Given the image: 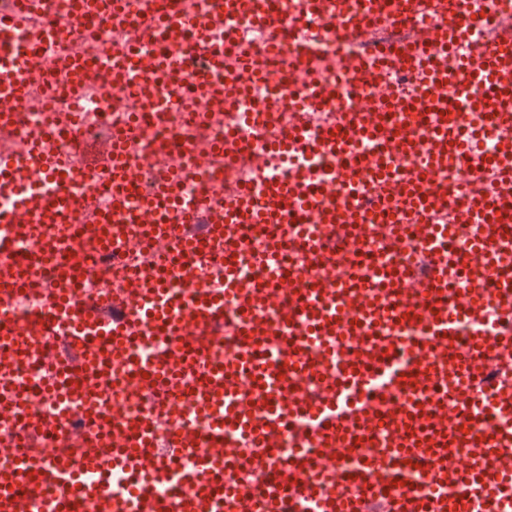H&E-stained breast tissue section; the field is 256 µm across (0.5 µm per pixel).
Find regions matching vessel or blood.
Listing matches in <instances>:
<instances>
[{"label":"vessel or blood","instance_id":"vessel-or-blood-1","mask_svg":"<svg viewBox=\"0 0 512 512\" xmlns=\"http://www.w3.org/2000/svg\"><path fill=\"white\" fill-rule=\"evenodd\" d=\"M71 20L94 17L102 4L114 17H134L127 30L130 49L108 60L75 56L57 60L65 30L56 4ZM157 0H14L0 13V138L8 137L17 111L25 107L23 82L49 67L66 68L72 85L83 88L107 75L110 93L126 76L140 82L146 111L169 112L183 104L174 85L197 87L199 112L230 108L246 111V85H223L227 44L214 41L209 18L221 15L261 30L276 45L287 20L297 24L292 52L294 76L307 86L306 100H290L295 117L276 131V146L302 145L340 157L335 184L300 171L283 182L263 179L256 189L242 186L214 210L207 198L184 196L177 176L163 179L154 195L130 208L134 173L119 157L117 142L102 147L103 160L92 171L93 187L106 190L109 207L91 212L90 191L65 158L42 155L37 140L23 150L0 155V192L14 199L0 216L10 231L0 236V288L26 285L32 267L49 268L53 297L27 321L0 307V387H9L14 406L0 427L17 424L27 396L10 368L42 330L60 334L62 348L46 357L64 373L80 366L69 390L87 393L111 379L122 366L121 381L134 393L155 388L179 391L180 401L163 404L141 422L123 423L121 404L100 421L102 436L89 441L70 436L80 454L35 452L0 447V512H32L34 501L51 512H512V320L493 328L484 310L512 309V237L493 236L497 224L512 223V194L490 193L462 183L463 209L443 208L435 192L449 164L476 160L483 177L512 183V164L480 155L464 128L465 112H483L495 102L499 113L488 132L512 153V32L473 47L456 62L443 63L451 41H465L485 25L474 0H207L203 10H157ZM422 16L437 31L429 37L372 40L374 27ZM38 25L40 39L21 40L20 30ZM337 41L371 42L356 69L322 82L308 63L327 35ZM155 48L139 52L141 42ZM185 42L190 54L167 46ZM402 65L421 67L418 89L404 96L378 89L377 72ZM353 97L351 111L320 135L306 129L304 112L326 100ZM43 135L83 144L79 118L63 128L45 126ZM247 133L229 129L206 144L195 167L207 171L214 157L233 155ZM374 141L377 154L357 149ZM419 152L421 162L404 182H395L389 165ZM313 223L311 236L295 248L308 264L300 274H283L280 241H268V283L241 287L239 264L249 251L228 242V224ZM87 228L81 238L73 225ZM150 233L152 258L134 274L131 291L96 300L80 299L84 283L99 278L98 268L81 260L97 249L112 254L125 236ZM411 237L415 260L381 268L383 285L369 287L365 274L382 238ZM336 250H322L329 240ZM35 245L32 261L18 252ZM461 246L464 305L448 301V250ZM207 261L224 270V286L195 284L173 288L179 262ZM340 274L326 279L323 269ZM233 306L240 343L225 355L215 342L224 328V309ZM151 335H165L166 347L152 358H134L140 319ZM471 322L469 335L460 325ZM417 335L407 338L405 326ZM314 384L305 399L298 384ZM209 429L200 433L198 418ZM165 437H158L159 425ZM307 433L289 439L293 425ZM245 438V447L227 434ZM291 452H283L285 441ZM416 471H408V464ZM136 473L126 495L105 484L112 472ZM167 483L170 494L155 495L151 484Z\"/></svg>","mask_w":512,"mask_h":512}]
</instances>
